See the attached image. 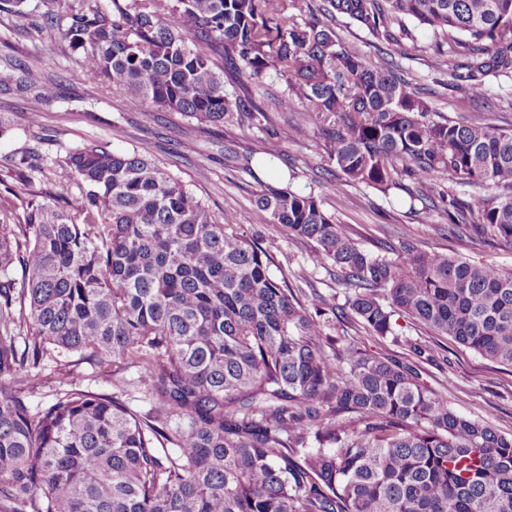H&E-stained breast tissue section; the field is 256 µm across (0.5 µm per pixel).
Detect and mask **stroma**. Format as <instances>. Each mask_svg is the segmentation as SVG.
I'll list each match as a JSON object with an SVG mask.
<instances>
[{
    "instance_id": "35a3bbf8",
    "label": "stroma",
    "mask_w": 512,
    "mask_h": 512,
    "mask_svg": "<svg viewBox=\"0 0 512 512\" xmlns=\"http://www.w3.org/2000/svg\"><path fill=\"white\" fill-rule=\"evenodd\" d=\"M43 10V0H28L25 16L0 11V69L25 64L41 69L59 85L58 98L50 102L0 87V118L10 126L0 136L1 220L22 216L26 201L45 196L50 188L46 166L52 159L93 142L119 152L147 146L153 160L179 178L215 215L244 218L263 185L287 186L315 196L322 209L347 226L368 252L393 259L401 243L410 240L429 253H448L512 272V245L493 239L474 245L449 234L443 209H410L405 189L381 192L359 184L337 193L331 174L335 164L329 161L325 137L316 126H307L300 138H282L281 156L272 169L257 165L248 172L238 158L260 148L261 132L246 134L229 124L190 127L168 112L130 110L120 91L83 73L78 55L57 35L34 28ZM339 27L368 63L390 59L401 70L415 74L427 90L434 114L464 119L459 108L461 92L450 87L446 54L437 50L431 34L414 29L413 40L396 46L376 39L350 19H341ZM511 99L512 81L491 77L484 102L474 105L473 111L492 126L511 130L512 108L507 105ZM33 112L40 115L35 125L28 119ZM26 157L34 158L36 167L20 180L14 172ZM245 230L280 260L289 282L315 288L326 308L344 306V290L332 273L310 264L309 243L267 224H249ZM396 330V337L382 339L347 317L335 323L332 333L353 337L369 351L403 361L412 357L410 343H420L432 354L431 359L418 362L423 383L459 415L512 435V367L490 362L448 337L402 319Z\"/></svg>"
}]
</instances>
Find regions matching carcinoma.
Returning a JSON list of instances; mask_svg holds the SVG:
<instances>
[{
	"mask_svg": "<svg viewBox=\"0 0 512 512\" xmlns=\"http://www.w3.org/2000/svg\"><path fill=\"white\" fill-rule=\"evenodd\" d=\"M46 4L83 73L130 109L264 130L272 162L278 129L249 86L273 72L281 107H307L288 136L321 126L337 192L408 179L410 202L448 199L451 234L512 245V130L431 118L416 76L369 65L333 26L347 17L393 43L410 23L431 32L472 106L488 77L512 78V0H327L326 21L302 23L283 0ZM1 84L41 101L59 90L29 67ZM48 172V197L26 203L23 223H0V512H512V436L457 414L415 363L329 335L321 297L276 279L274 257L150 149L91 143ZM440 172L485 194L465 203L436 188ZM249 223L313 243L310 262L335 272L372 335H395L398 312L512 367V273L411 243L394 260L374 255L287 186L263 188ZM51 350L135 368L150 411L77 388L67 371L32 407Z\"/></svg>",
	"mask_w": 512,
	"mask_h": 512,
	"instance_id": "cac0c4a2",
	"label": "carcinoma"
}]
</instances>
